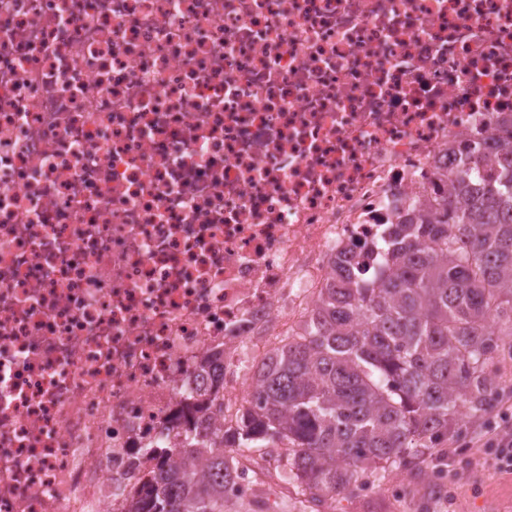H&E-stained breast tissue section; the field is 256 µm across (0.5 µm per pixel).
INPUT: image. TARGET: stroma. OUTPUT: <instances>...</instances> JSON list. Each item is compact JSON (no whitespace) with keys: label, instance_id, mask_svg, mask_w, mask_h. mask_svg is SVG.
Here are the masks:
<instances>
[{"label":"stroma","instance_id":"1","mask_svg":"<svg viewBox=\"0 0 512 512\" xmlns=\"http://www.w3.org/2000/svg\"><path fill=\"white\" fill-rule=\"evenodd\" d=\"M483 419L467 418L460 438L431 449L421 472L391 465L367 475L363 487L328 500L321 512H512V473L497 470ZM280 448L256 455L265 476L240 512H295L296 488Z\"/></svg>","mask_w":512,"mask_h":512}]
</instances>
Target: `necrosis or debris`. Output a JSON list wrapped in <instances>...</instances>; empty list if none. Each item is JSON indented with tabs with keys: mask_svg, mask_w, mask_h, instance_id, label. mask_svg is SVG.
Instances as JSON below:
<instances>
[{
	"mask_svg": "<svg viewBox=\"0 0 512 512\" xmlns=\"http://www.w3.org/2000/svg\"><path fill=\"white\" fill-rule=\"evenodd\" d=\"M512 134V0H0V512H128L224 350Z\"/></svg>",
	"mask_w": 512,
	"mask_h": 512,
	"instance_id": "1",
	"label": "necrosis or debris"
}]
</instances>
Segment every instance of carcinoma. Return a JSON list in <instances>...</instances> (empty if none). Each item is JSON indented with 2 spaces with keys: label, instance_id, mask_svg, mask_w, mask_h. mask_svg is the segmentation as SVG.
Listing matches in <instances>:
<instances>
[{
  "label": "carcinoma",
  "instance_id": "1",
  "mask_svg": "<svg viewBox=\"0 0 512 512\" xmlns=\"http://www.w3.org/2000/svg\"><path fill=\"white\" fill-rule=\"evenodd\" d=\"M494 155L496 176L465 168L449 196L386 225L382 268L336 261L315 317L257 368L225 430L211 427L224 351H210L201 363L210 385L184 442L173 458L158 453L129 512H229L245 452L278 445L308 512L368 469L420 470L462 413L491 415L489 362L503 348L498 324H512V137Z\"/></svg>",
  "mask_w": 512,
  "mask_h": 512
}]
</instances>
